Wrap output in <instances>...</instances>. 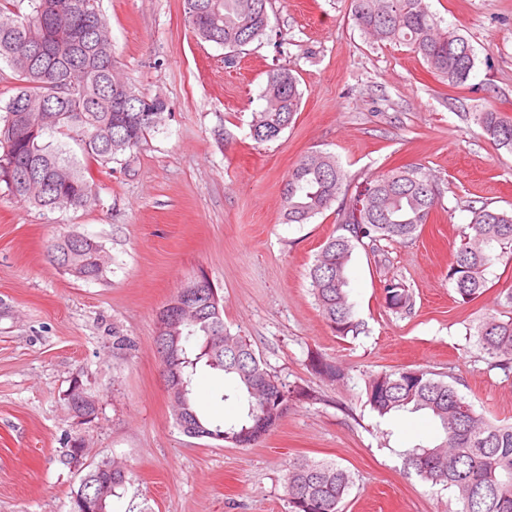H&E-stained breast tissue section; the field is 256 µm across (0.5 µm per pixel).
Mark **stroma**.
<instances>
[{
    "label": "stroma",
    "mask_w": 512,
    "mask_h": 512,
    "mask_svg": "<svg viewBox=\"0 0 512 512\" xmlns=\"http://www.w3.org/2000/svg\"><path fill=\"white\" fill-rule=\"evenodd\" d=\"M429 9L474 48L465 85L448 86L407 46L368 39L353 23V0H271L268 37L245 46L232 68L224 48L194 36L182 0H102L120 76L170 109L125 163L95 171L91 206L40 211L0 184V512H71L84 475L64 461L74 438L85 465L114 460L131 473L110 512H288V465L298 458L352 473L343 512H459L450 490L402 457L437 442L436 421L379 417L365 394L369 377L422 369L475 413L512 423V365L485 358L474 336L484 318H512V260L494 261L487 290L470 302L448 278L470 221L466 201L512 210V153L471 118L492 108L512 119V0H429ZM279 67L297 77L301 108L277 140L259 144L251 114ZM315 149L334 153L358 183L416 165L444 190L416 238L388 244L387 260L353 252L349 295L363 324L354 337L336 336L309 289L336 209L307 224L283 217L288 173ZM68 234L102 246V279L49 262L48 246ZM202 273L225 327L305 391L247 448L186 436L165 390L157 314ZM393 277L411 292V313L388 308L383 282ZM116 332L133 349L114 351ZM314 355L340 378L312 370ZM77 380L97 403L89 422L66 405ZM223 389L222 376L198 373L204 415L237 417Z\"/></svg>",
    "instance_id": "obj_1"
}]
</instances>
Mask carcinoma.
I'll list each match as a JSON object with an SVG mask.
<instances>
[{"label": "carcinoma", "instance_id": "1", "mask_svg": "<svg viewBox=\"0 0 512 512\" xmlns=\"http://www.w3.org/2000/svg\"><path fill=\"white\" fill-rule=\"evenodd\" d=\"M100 0H0V62L13 73L0 127V183L21 201L42 211L81 208L96 201L90 166L108 168L133 153L157 129L165 99L147 96L131 84L113 82L117 60ZM269 0H182L185 21L197 37L227 50L232 67L237 51L265 36L270 28ZM353 20L379 42L409 46L428 67L454 87L466 83L476 55L467 39L440 28L427 0H353ZM251 114L250 136L258 143L278 139L301 106L297 79L285 68L272 70ZM476 125L496 146L512 152V120L494 109L473 113ZM72 140L79 160L68 148ZM284 217L306 224L337 206L339 224L323 243L309 269L312 294L336 335L360 333L349 301L347 266L361 246L385 255L383 243L416 237L443 195L440 184L416 166L390 169L351 187L336 156L315 150L305 155L283 187ZM472 214L464 243L448 271L464 302L487 288L486 271L495 245L512 244V211L493 203L470 201ZM96 242L86 244L79 270L85 280L100 279ZM389 309H413L405 285L383 282ZM183 302L177 339L163 342L166 387L185 383L174 395L176 422L193 438L224 436L248 447L288 410L292 390L273 375L242 336L224 327L222 304L208 289ZM480 351L504 365L512 362V318L488 317L476 328ZM205 368L227 382L221 400L237 401L242 411L231 422L204 418L196 408L194 378ZM371 408L383 417L409 409L426 411L441 436L432 447L402 452L406 464L424 480L442 483L461 504V512H512V424H496L476 414L454 386L421 370L372 377L366 383ZM129 472L112 463V474L88 472L73 495L72 512H88L99 484L108 497L127 482ZM353 484L352 474L334 462L297 460L288 469L289 512H342Z\"/></svg>", "mask_w": 512, "mask_h": 512}]
</instances>
